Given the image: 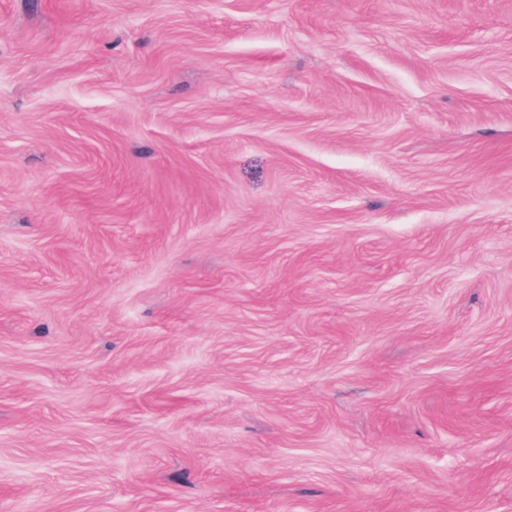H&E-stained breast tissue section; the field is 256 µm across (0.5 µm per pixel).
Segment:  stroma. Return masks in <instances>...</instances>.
Here are the masks:
<instances>
[{
	"label": "stroma",
	"mask_w": 512,
	"mask_h": 512,
	"mask_svg": "<svg viewBox=\"0 0 512 512\" xmlns=\"http://www.w3.org/2000/svg\"><path fill=\"white\" fill-rule=\"evenodd\" d=\"M0 512H512V0H0Z\"/></svg>",
	"instance_id": "obj_1"
}]
</instances>
